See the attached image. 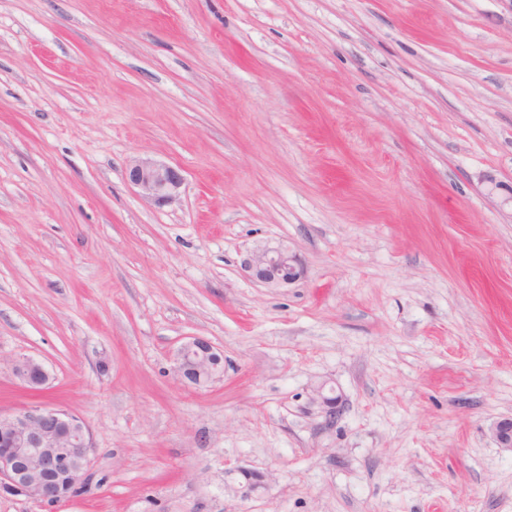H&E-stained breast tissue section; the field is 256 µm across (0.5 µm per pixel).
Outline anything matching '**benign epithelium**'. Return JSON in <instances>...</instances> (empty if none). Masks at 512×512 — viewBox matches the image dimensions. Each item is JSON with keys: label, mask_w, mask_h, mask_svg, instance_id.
<instances>
[{"label": "benign epithelium", "mask_w": 512, "mask_h": 512, "mask_svg": "<svg viewBox=\"0 0 512 512\" xmlns=\"http://www.w3.org/2000/svg\"><path fill=\"white\" fill-rule=\"evenodd\" d=\"M127 181L139 195L158 206L179 200L184 177L181 170L150 157H133L126 166ZM247 278L269 288H286L303 268L285 245H262L251 250L241 264ZM177 375L194 385L207 384L224 372V354L208 340L193 336L177 350ZM13 374L38 392L49 380L45 366L30 357L14 360ZM503 448L512 449V419L493 428ZM94 448L88 429L74 414L45 403H34L0 415V493L23 496L51 508L73 499L85 486ZM238 492L247 499L266 489L261 476L246 468Z\"/></svg>", "instance_id": "benign-epithelium-1"}]
</instances>
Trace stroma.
<instances>
[{
	"label": "stroma",
	"instance_id": "obj_1",
	"mask_svg": "<svg viewBox=\"0 0 512 512\" xmlns=\"http://www.w3.org/2000/svg\"><path fill=\"white\" fill-rule=\"evenodd\" d=\"M38 400L95 448L50 512H512V0H0V414ZM125 175L143 199L158 206L178 201L185 180L179 168L150 157L131 158ZM247 278L269 288H286L296 282L303 268L285 245H262L251 250L241 264ZM175 371L194 385L210 383L224 372V354L202 337H189L177 350ZM13 374L30 390L38 392L49 380V373L45 366L30 357L14 360Z\"/></svg>",
	"mask_w": 512,
	"mask_h": 512
}]
</instances>
